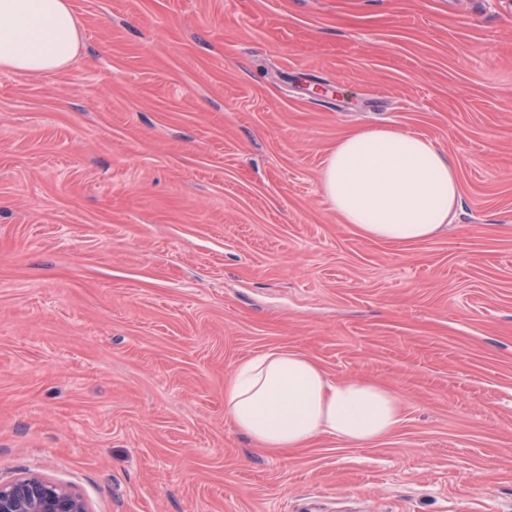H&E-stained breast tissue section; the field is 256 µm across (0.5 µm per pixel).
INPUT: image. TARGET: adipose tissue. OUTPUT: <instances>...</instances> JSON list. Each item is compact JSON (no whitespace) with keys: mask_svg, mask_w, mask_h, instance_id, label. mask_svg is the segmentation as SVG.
<instances>
[{"mask_svg":"<svg viewBox=\"0 0 512 512\" xmlns=\"http://www.w3.org/2000/svg\"><path fill=\"white\" fill-rule=\"evenodd\" d=\"M70 0H0V70L50 73L78 54ZM322 187L345 223L364 237L413 244L446 229L461 207L457 167L430 139L370 129L340 140ZM233 427L264 448H297L317 437L378 441L401 421V400L360 377L333 381L306 356L283 349L248 359L224 386Z\"/></svg>","mask_w":512,"mask_h":512,"instance_id":"obj_1","label":"adipose tissue"}]
</instances>
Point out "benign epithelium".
Returning a JSON list of instances; mask_svg holds the SVG:
<instances>
[{"label":"benign epithelium","instance_id":"1","mask_svg":"<svg viewBox=\"0 0 512 512\" xmlns=\"http://www.w3.org/2000/svg\"><path fill=\"white\" fill-rule=\"evenodd\" d=\"M0 512H88L84 500L37 474L0 482Z\"/></svg>","mask_w":512,"mask_h":512}]
</instances>
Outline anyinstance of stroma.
I'll return each mask as SVG.
<instances>
[{
	"label": "stroma",
	"instance_id": "1",
	"mask_svg": "<svg viewBox=\"0 0 512 512\" xmlns=\"http://www.w3.org/2000/svg\"><path fill=\"white\" fill-rule=\"evenodd\" d=\"M80 53L0 71V481L88 512H512V0H71ZM457 162L401 246L322 189L346 135ZM396 392L363 447L224 418L249 358Z\"/></svg>",
	"mask_w": 512,
	"mask_h": 512
}]
</instances>
